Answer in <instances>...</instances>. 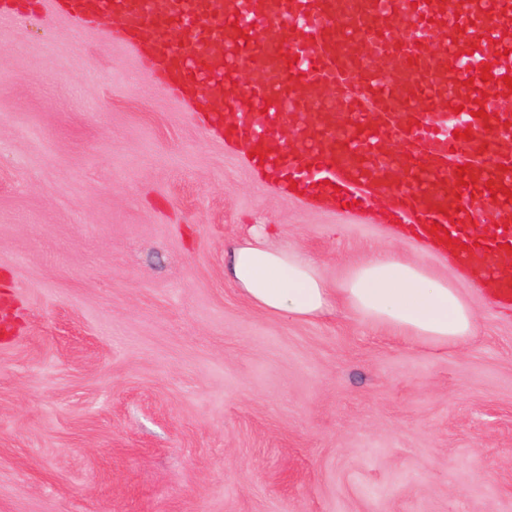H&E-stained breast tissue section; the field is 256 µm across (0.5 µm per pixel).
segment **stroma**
Masks as SVG:
<instances>
[{
	"instance_id": "obj_1",
	"label": "stroma",
	"mask_w": 512,
	"mask_h": 512,
	"mask_svg": "<svg viewBox=\"0 0 512 512\" xmlns=\"http://www.w3.org/2000/svg\"><path fill=\"white\" fill-rule=\"evenodd\" d=\"M264 225L336 280L390 224L287 197L97 31L0 21V512H512V317L424 345L224 275Z\"/></svg>"
}]
</instances>
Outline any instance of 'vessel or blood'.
Wrapping results in <instances>:
<instances>
[{"label":"vessel or blood","instance_id":"vessel-or-blood-1","mask_svg":"<svg viewBox=\"0 0 512 512\" xmlns=\"http://www.w3.org/2000/svg\"><path fill=\"white\" fill-rule=\"evenodd\" d=\"M45 6L136 57L202 131L247 146L276 190L411 226L512 307V274L494 264L512 259V0H0V20ZM173 15L180 45L163 35ZM366 25L369 47L354 35ZM444 33L452 48L435 46ZM333 85L340 111H310Z\"/></svg>","mask_w":512,"mask_h":512}]
</instances>
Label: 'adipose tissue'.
<instances>
[{
  "label": "adipose tissue",
  "instance_id": "ef3b65f1",
  "mask_svg": "<svg viewBox=\"0 0 512 512\" xmlns=\"http://www.w3.org/2000/svg\"><path fill=\"white\" fill-rule=\"evenodd\" d=\"M228 254V278L252 305L270 313L316 320L340 309L358 321L433 345L461 347L477 334L463 289L389 245L353 263L333 284L315 257L272 244L253 226Z\"/></svg>",
  "mask_w": 512,
  "mask_h": 512
}]
</instances>
